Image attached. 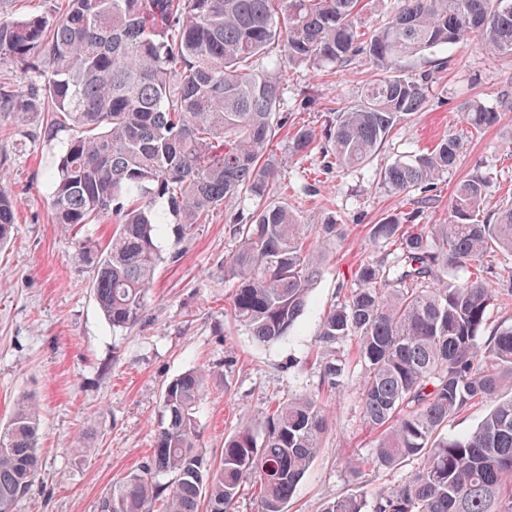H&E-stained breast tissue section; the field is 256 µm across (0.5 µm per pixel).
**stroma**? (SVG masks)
<instances>
[{
    "mask_svg": "<svg viewBox=\"0 0 512 512\" xmlns=\"http://www.w3.org/2000/svg\"><path fill=\"white\" fill-rule=\"evenodd\" d=\"M447 71L437 74L419 112L397 122L379 154L365 166L323 168L312 150L289 157L294 127H320L336 107L357 102L373 80L369 66L287 72L288 120L273 152L282 159L277 195L301 223H336L342 233L326 246L322 277L284 338L259 343L227 317L231 285L224 260L237 246L233 221L242 203L219 207L207 223L183 237L164 230L162 260L144 297L143 319L129 330L106 322L91 290V276L71 235L52 220L46 179L68 138L40 137L43 115L0 112V191L17 203V229L0 249V425L19 397L40 407L39 449L45 466L17 512H96L101 496L150 457L161 424L165 385L192 367L223 366L230 374L210 385L198 414L199 446L214 454L241 426H258L267 410L294 394H313L330 421L321 447L289 503V512H323L344 493L371 499L415 469H380L372 463L378 433L363 420L356 377L341 392L322 389L316 339L321 321L349 288L360 263L378 258L370 227L411 210V196L378 182L382 168L407 152H422L444 136L460 138L456 166L431 188L422 224L444 223L457 183L484 174L492 188L487 214L512 203V58L495 57L470 40L449 49ZM477 100L500 114L483 134H471L463 104ZM360 466L348 483L349 463Z\"/></svg>",
    "mask_w": 512,
    "mask_h": 512,
    "instance_id": "stroma-1",
    "label": "stroma"
}]
</instances>
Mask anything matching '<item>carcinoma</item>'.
<instances>
[{
    "mask_svg": "<svg viewBox=\"0 0 512 512\" xmlns=\"http://www.w3.org/2000/svg\"><path fill=\"white\" fill-rule=\"evenodd\" d=\"M362 0H67L61 17L0 19V60L28 77L0 89V112L47 113L43 135L73 131L48 173L53 222L64 229L112 224L106 245L75 243L92 274L95 300L114 329L143 317L160 260L163 225L185 232L244 197L238 245L224 264L233 281L230 314L260 343L289 333L325 258L312 229L270 196L279 162L270 145L283 123L282 64L311 72L360 60L376 71L361 100L336 111L320 132L296 130L291 156L322 142L324 167L361 166L391 128L424 107L432 73L408 61L475 38L512 57V0H396L378 27L361 21ZM463 118L479 132L499 113L476 100ZM452 135L404 155L379 174L385 190L429 191L456 164ZM491 180L457 184L448 222L417 224L401 212L370 234L384 253L362 263L320 327L322 383L344 387L342 349L356 339L366 425L379 431L373 464L414 473L366 503L346 493L323 512H512V324L485 330L504 293L489 285L488 254H512V206L485 221ZM16 203L0 192V247L11 239ZM465 268L458 281L450 271ZM211 371L190 368L162 392V422L147 465L128 473L97 512H236L244 483L256 512H288L328 416L317 398L295 395L244 426L216 459L197 447V413ZM493 407L460 436H440L473 405ZM38 411L17 404L0 428V512H16L42 469ZM172 476L167 482L162 476Z\"/></svg>",
    "mask_w": 512,
    "mask_h": 512,
    "instance_id": "1",
    "label": "carcinoma"
}]
</instances>
